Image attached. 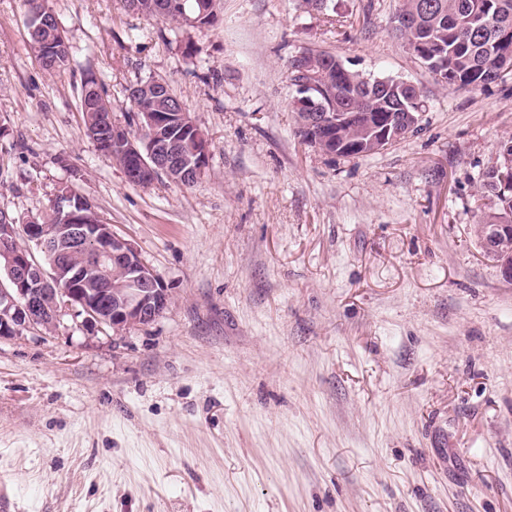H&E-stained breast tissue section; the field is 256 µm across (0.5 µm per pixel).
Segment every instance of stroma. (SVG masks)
Returning <instances> with one entry per match:
<instances>
[{"label": "stroma", "instance_id": "obj_1", "mask_svg": "<svg viewBox=\"0 0 512 512\" xmlns=\"http://www.w3.org/2000/svg\"><path fill=\"white\" fill-rule=\"evenodd\" d=\"M401 3L220 0L193 28L46 0L70 46L50 73L26 0H0V210L25 224L73 186L170 294L120 336L65 315L0 339L12 512H512V282L475 233L512 74L442 86ZM307 48L415 85L419 131L368 156L304 143ZM89 75L119 123L130 85L169 84L209 143L194 186L127 180L85 132Z\"/></svg>", "mask_w": 512, "mask_h": 512}]
</instances>
